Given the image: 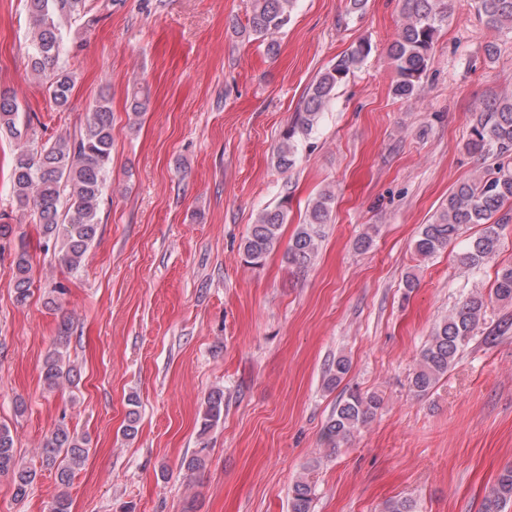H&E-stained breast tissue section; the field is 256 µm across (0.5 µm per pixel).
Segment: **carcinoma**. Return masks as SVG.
<instances>
[{
  "instance_id": "cac0c4a2",
  "label": "carcinoma",
  "mask_w": 512,
  "mask_h": 512,
  "mask_svg": "<svg viewBox=\"0 0 512 512\" xmlns=\"http://www.w3.org/2000/svg\"><path fill=\"white\" fill-rule=\"evenodd\" d=\"M31 42L27 51V67L42 77L55 105L68 107L75 86V76L59 64L61 30L80 24L93 26L97 16L91 14L86 0H27ZM295 0H254L249 20L252 34L267 40V51L277 50L274 36L289 22ZM403 22L390 47L397 79L393 94L400 99L412 97L426 71L436 34L445 21L442 0H401ZM477 10L485 25L494 30L512 27V0H477ZM372 52V45L361 40L339 56L309 87L302 107L280 135L276 149V165L287 172L299 159L301 139L312 133L324 106L336 95V88L354 72ZM30 123H22L19 104L6 93H0V135L21 142L11 164L13 193L20 208L29 211L41 234L59 246V261L71 271H78L96 239L100 218L99 205L105 187L112 152V109L110 100L102 96L91 109L84 127L77 134H58L53 140L31 147L27 145ZM466 147L482 156H493L496 167L485 175L463 181L448 196V202L432 224L423 225L415 241V251L429 257L455 241L465 224H482L481 234L458 254L459 264L478 269L492 258L501 246V230L509 221L501 213L512 203V97L493 99L479 109L471 127ZM333 197L325 192L307 207L303 223L297 225L288 243V263L304 268L314 258L328 223ZM288 211L282 207L261 211L243 242L246 262L258 265L274 250L280 231L287 222ZM15 300L25 304L33 295L35 271L26 247L13 253L10 263ZM512 303V265L497 270L494 288L489 295L476 292L457 304L433 329L422 350L410 381L411 390L419 396L428 394L448 374L461 351L468 345L489 300ZM71 325L64 320L59 326V341L44 358L41 379L52 391L72 381L75 369L66 359ZM349 370L344 357L336 358L328 368L327 386L341 381ZM130 409L123 435L131 438L140 419L139 401L128 398ZM375 394H348L339 401L326 421L322 439L334 452L345 445L354 431L375 415L381 407ZM224 415V392L209 393L200 414L199 454L185 461L194 471L205 464L201 452L206 450V436ZM89 454V439L64 424H58L44 439L36 455L42 464L57 470L58 481L66 486L74 471L84 465ZM11 478L13 496L24 500L37 477L35 468L17 457L9 427L0 425V475ZM314 490L299 480L293 486L291 512H311ZM512 503V467L503 469L496 483L484 496L481 512H505Z\"/></svg>"
}]
</instances>
